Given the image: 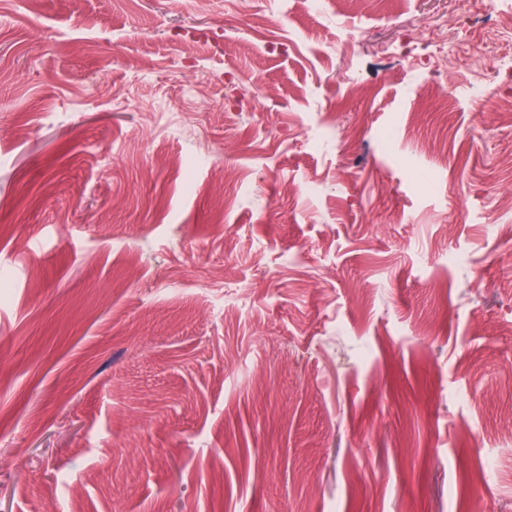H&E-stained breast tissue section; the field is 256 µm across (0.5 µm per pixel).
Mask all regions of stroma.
<instances>
[{"label":"stroma","mask_w":512,"mask_h":512,"mask_svg":"<svg viewBox=\"0 0 512 512\" xmlns=\"http://www.w3.org/2000/svg\"><path fill=\"white\" fill-rule=\"evenodd\" d=\"M266 5L0 0V512H512V57Z\"/></svg>","instance_id":"stroma-1"}]
</instances>
